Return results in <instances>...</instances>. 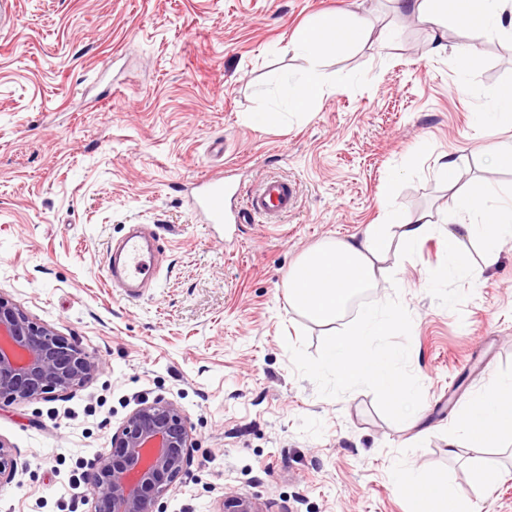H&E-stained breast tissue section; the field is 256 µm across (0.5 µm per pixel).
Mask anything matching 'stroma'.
I'll list each match as a JSON object with an SVG mask.
<instances>
[{
    "label": "stroma",
    "instance_id": "obj_1",
    "mask_svg": "<svg viewBox=\"0 0 512 512\" xmlns=\"http://www.w3.org/2000/svg\"><path fill=\"white\" fill-rule=\"evenodd\" d=\"M0 27V294L103 362L59 396L0 406L17 473L0 512H62L78 463L109 447L143 399L175 401L195 446L164 512H415L389 474L448 476L470 512H512V439L449 454L462 407L512 376V240L477 282L446 274L441 237L391 240L380 286L336 323L288 303L294 263L359 234L382 206L440 222L456 189L512 192L485 150L512 138L475 115L512 84V37L447 15L434 27L395 0H357L359 43L327 55L328 87L301 116L280 89L306 62L294 32L350 0H13ZM267 107V125L249 114ZM457 164V186L436 175ZM235 171L242 209L258 181H295L283 223L203 224L184 188ZM159 236L138 298L107 276L130 225ZM396 318L369 351L412 391L406 419L373 382L316 373L334 334L372 306ZM498 468L492 488L474 469Z\"/></svg>",
    "mask_w": 512,
    "mask_h": 512
}]
</instances>
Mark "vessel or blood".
Returning a JSON list of instances; mask_svg holds the SVG:
<instances>
[{"label": "vessel or blood", "instance_id": "b4317fda", "mask_svg": "<svg viewBox=\"0 0 512 512\" xmlns=\"http://www.w3.org/2000/svg\"><path fill=\"white\" fill-rule=\"evenodd\" d=\"M234 184L223 176L215 175L200 180L188 199L193 214L203 223L221 224L227 221L241 223L243 217L259 216L266 223L278 224L292 212L297 202L295 186L279 177L262 180L246 202L243 214L229 215L225 202L234 195ZM154 251L148 236L143 232H131L121 239L108 260V275L112 281L125 288L127 294L137 295L145 279L151 274V258Z\"/></svg>", "mask_w": 512, "mask_h": 512}]
</instances>
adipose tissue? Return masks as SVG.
<instances>
[{
  "label": "adipose tissue",
  "mask_w": 512,
  "mask_h": 512,
  "mask_svg": "<svg viewBox=\"0 0 512 512\" xmlns=\"http://www.w3.org/2000/svg\"><path fill=\"white\" fill-rule=\"evenodd\" d=\"M400 12L415 19L439 25L444 12H453L460 24L470 28L495 30L503 27L504 15L512 0H396ZM365 32V19L355 11L344 18L321 14L297 30L292 38L293 51L307 66L282 88L283 104L291 114H301L317 103L326 87L319 68L327 54L346 49ZM396 232L405 249L411 250L434 234H441L448 251L447 273L479 279L483 268L497 259L495 243L512 237V194L497 197L494 206H486L482 191L457 193L454 205L443 223L425 218L399 219L394 210H386L379 224L367 225L360 235L325 243L302 255L288 273V301L308 319L331 324L340 319L349 301L356 295L379 286V268L388 246L389 232ZM485 241L482 269L464 270L459 262L462 236ZM393 315L385 307L366 310L356 328L335 338L317 367L318 373L333 376L344 385L378 383L398 404H406L410 391L396 382L389 360L365 353L370 337L388 332ZM459 431L469 448L481 450L501 434L512 432V376L497 378L484 392L463 408ZM392 479L419 504V512H465L460 502L447 491L442 474L419 471L394 472Z\"/></svg>",
  "instance_id": "1"
}]
</instances>
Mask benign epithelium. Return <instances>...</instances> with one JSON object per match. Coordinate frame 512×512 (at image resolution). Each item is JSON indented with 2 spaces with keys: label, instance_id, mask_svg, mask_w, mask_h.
Listing matches in <instances>:
<instances>
[{
  "label": "benign epithelium",
  "instance_id": "7a95c632",
  "mask_svg": "<svg viewBox=\"0 0 512 512\" xmlns=\"http://www.w3.org/2000/svg\"><path fill=\"white\" fill-rule=\"evenodd\" d=\"M0 405L45 399L83 384L101 363L74 342L32 321L0 295ZM193 447L182 408L143 399L112 432L88 472L89 512H164L161 500L179 479ZM16 474L14 449L0 440V487ZM224 512H261L252 499L227 493Z\"/></svg>",
  "mask_w": 512,
  "mask_h": 512
}]
</instances>
